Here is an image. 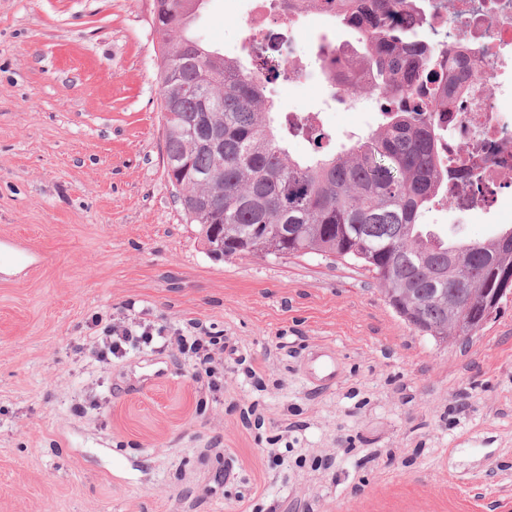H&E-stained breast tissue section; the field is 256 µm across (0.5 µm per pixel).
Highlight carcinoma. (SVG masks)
<instances>
[{"mask_svg":"<svg viewBox=\"0 0 512 512\" xmlns=\"http://www.w3.org/2000/svg\"><path fill=\"white\" fill-rule=\"evenodd\" d=\"M160 95L164 174L212 257L319 255L350 261L384 287L410 327L450 338L454 306L491 298L512 272V227L489 240L449 245L421 228L431 205L452 203L450 157L438 137L448 111V71L428 28L427 0H311L331 23L355 34L352 56L372 83L348 81L336 46L319 69L335 94L385 95L382 122L335 151L292 158L274 127L270 79L288 61L249 64L206 48L191 31L199 0H164ZM288 134L325 138L308 120ZM458 263L448 278V257Z\"/></svg>","mask_w":512,"mask_h":512,"instance_id":"cac0c4a2","label":"carcinoma"}]
</instances>
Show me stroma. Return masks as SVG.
<instances>
[{"label": "stroma", "instance_id": "1", "mask_svg": "<svg viewBox=\"0 0 512 512\" xmlns=\"http://www.w3.org/2000/svg\"><path fill=\"white\" fill-rule=\"evenodd\" d=\"M244 20L204 0L193 28L235 56ZM159 64L150 0H0V512H512V298L439 344L352 265L211 258L164 175ZM267 94L333 143L378 112L321 78ZM511 225L510 189L422 217L455 244ZM131 307L212 337L219 390L169 349L98 361L92 317Z\"/></svg>", "mask_w": 512, "mask_h": 512}]
</instances>
